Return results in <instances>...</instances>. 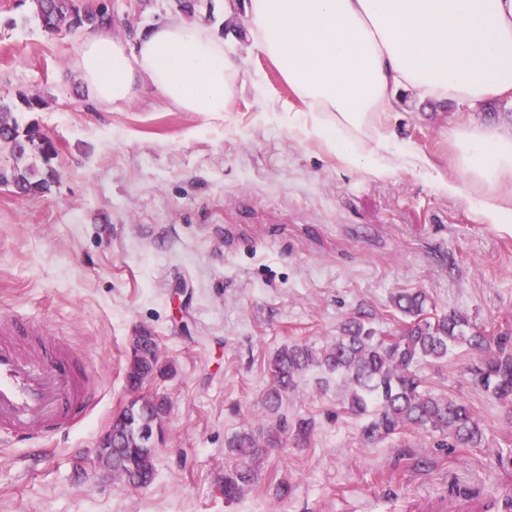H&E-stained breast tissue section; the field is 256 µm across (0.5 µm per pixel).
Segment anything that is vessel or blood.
<instances>
[{
	"instance_id": "1",
	"label": "vessel or blood",
	"mask_w": 512,
	"mask_h": 512,
	"mask_svg": "<svg viewBox=\"0 0 512 512\" xmlns=\"http://www.w3.org/2000/svg\"><path fill=\"white\" fill-rule=\"evenodd\" d=\"M93 375L66 344L19 315L0 319V435L39 441L82 422Z\"/></svg>"
}]
</instances>
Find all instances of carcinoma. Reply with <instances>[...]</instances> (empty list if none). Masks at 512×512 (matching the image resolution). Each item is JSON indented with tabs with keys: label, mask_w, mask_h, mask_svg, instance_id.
I'll list each match as a JSON object with an SVG mask.
<instances>
[{
	"label": "carcinoma",
	"mask_w": 512,
	"mask_h": 512,
	"mask_svg": "<svg viewBox=\"0 0 512 512\" xmlns=\"http://www.w3.org/2000/svg\"><path fill=\"white\" fill-rule=\"evenodd\" d=\"M33 3L41 27L49 33L112 26V14L105 4L86 18L73 0ZM12 112L13 105L0 99V140L10 146L17 162L10 169H0V183H11L26 193L45 192L49 190L52 170L39 176L30 168L18 166L35 145L37 131H20L16 121L10 119ZM393 305L403 316L413 319L396 336L377 333L372 314L358 310L339 326V334L330 345L317 349L306 342H294L278 350L270 363L274 385L267 394L266 409L277 413L283 394L294 391L300 374L315 367L342 384V408L365 418L361 435L370 444L403 429H414L446 438L450 447L482 445L484 428L470 407L425 386L419 366L446 360L454 349L466 347L479 355L478 363L470 368L475 382L495 400L512 405V332L489 333L455 310L431 318L427 316L428 298L422 291L399 293L393 298ZM166 372L158 353L148 348L144 356L129 359L126 378L141 382L162 377ZM166 411L164 398L136 399L112 425L118 446L100 461L132 487L145 488L153 480V456L156 441L162 439ZM288 431L296 443L304 444L311 434L312 422L302 418L290 428L288 420L280 417L263 442L245 429L231 438L228 448L236 463L224 470V500L236 501L254 485L257 465L266 449L279 446L281 435Z\"/></svg>",
	"instance_id": "carcinoma-1"
}]
</instances>
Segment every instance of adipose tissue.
I'll return each mask as SVG.
<instances>
[{
    "label": "adipose tissue",
    "instance_id": "adipose-tissue-1",
    "mask_svg": "<svg viewBox=\"0 0 512 512\" xmlns=\"http://www.w3.org/2000/svg\"><path fill=\"white\" fill-rule=\"evenodd\" d=\"M246 19L254 47L309 105L304 131L346 167L385 178L425 170V156L394 149L380 116L397 92L474 108L512 97V0H224V20ZM75 65L92 98L130 101L136 85L187 112H224L239 66L206 28L171 21L135 46L89 30ZM454 175L435 180L467 196L484 223L512 229V133L473 121L448 137Z\"/></svg>",
    "mask_w": 512,
    "mask_h": 512
}]
</instances>
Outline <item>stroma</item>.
I'll list each match as a JSON object with an SVG mask.
<instances>
[{
    "label": "stroma",
    "mask_w": 512,
    "mask_h": 512,
    "mask_svg": "<svg viewBox=\"0 0 512 512\" xmlns=\"http://www.w3.org/2000/svg\"><path fill=\"white\" fill-rule=\"evenodd\" d=\"M103 1L113 36L128 41L176 19L204 24L239 60L238 92L226 112H186L147 87L97 103L74 67L80 36L46 33L31 0H0V98L55 148L51 161L26 158L50 167V192L0 184V315L84 354L98 389L87 418L41 453L0 444V512H452L512 492V407L470 381L477 355L458 348L419 373L470 406L484 447L441 448L411 432L366 443L341 386L312 369L280 408L288 421L313 419L308 442L270 449L239 500L222 493L228 439L269 422V362L284 345L324 347L361 307L378 331L400 333L392 298L417 290L429 315L455 309L487 331L512 329V232L432 185L448 176L453 125L511 132L512 101L468 110L402 97L381 122L430 166L380 179L292 125L305 103L245 25L226 26L224 0L191 13L174 0L75 3ZM141 327L168 372L132 392L125 373ZM155 395L168 399L155 475L135 488L97 462L96 446L131 400ZM277 479L288 484L280 499Z\"/></svg>",
    "instance_id": "obj_1"
}]
</instances>
